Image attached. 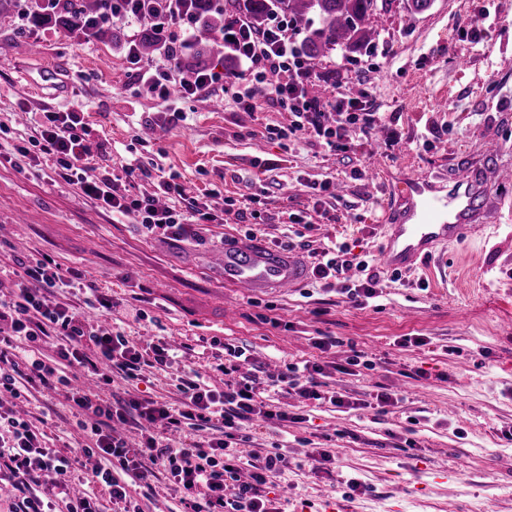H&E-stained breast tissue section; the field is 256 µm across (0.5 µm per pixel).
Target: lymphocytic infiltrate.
<instances>
[{"label":"lymphocytic infiltrate","instance_id":"obj_1","mask_svg":"<svg viewBox=\"0 0 512 512\" xmlns=\"http://www.w3.org/2000/svg\"><path fill=\"white\" fill-rule=\"evenodd\" d=\"M169 9L156 15L154 25L168 52H176L179 40L193 36L189 12L181 0H167ZM289 22L275 17L261 29L246 20H231L224 33L226 49L234 52L247 66L250 84L236 89L235 102L246 112L255 111L260 92L271 94L274 105L292 112L290 132L312 130L327 146H337L346 126H359L364 134L375 130L378 120L366 105L346 100L343 95L323 100L311 95L312 69L298 57L288 37ZM84 115L80 112H48L36 136L20 146L21 154H34L50 161V173L92 200L102 211L130 218L140 224L149 237L164 239L197 238V225L217 222V215L206 207L192 205L185 213L177 212L169 200L184 194L183 186L172 179L160 180L155 192L135 191V176L150 177L149 167L127 168L125 179L111 175L89 174ZM313 274L320 280L334 281L340 294L357 305L375 298V278L368 275L366 261H353L346 245L320 251ZM22 274L9 299H0V323L7 332L0 336V393L19 395L26 387L70 390L75 409L95 418L96 424L85 435L80 451L99 455L103 466L97 467L86 482L82 494H74L72 474L74 457L47 447L42 432L30 421L13 416L0 424L7 436H0V470L11 479L15 501L13 512H98L97 493L106 491L112 503L130 504L129 482L150 485L156 473H165L168 481L182 493L184 512H277L270 490L274 479L289 466L281 452L262 453L254 449L248 431L254 421L278 424L288 420L287 411L269 409L261 399L256 380L236 379L242 350L231 348L229 360L220 370L226 381L223 389H214L199 375H192L180 387V407L172 408L153 399H134L119 408L99 395L71 387L68 372L80 366L108 380L110 374L134 376L144 357H151L153 367L165 369L176 358L175 350L165 342L143 349L123 333H113L86 321L69 304L46 303L43 289L62 282L58 266L49 262L27 263L17 259ZM364 272L354 280L351 269ZM56 339L53 354H44L37 345L43 337ZM19 338L32 348L22 359L8 357L4 346ZM93 343L96 357H89L84 347ZM324 368L319 363L286 365L278 375L305 401L330 399L342 407L346 400L326 395L318 380ZM220 419V436L207 441L195 440L196 432L211 428ZM136 420L143 432L140 447H127L115 433L116 424ZM57 476L53 488H45L41 477Z\"/></svg>","mask_w":512,"mask_h":512}]
</instances>
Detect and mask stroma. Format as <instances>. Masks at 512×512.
<instances>
[{"label": "stroma", "mask_w": 512, "mask_h": 512, "mask_svg": "<svg viewBox=\"0 0 512 512\" xmlns=\"http://www.w3.org/2000/svg\"><path fill=\"white\" fill-rule=\"evenodd\" d=\"M28 7L27 0L0 7V124L9 128L0 136V198L8 201L0 209V268L28 257L56 263L65 275L79 271L84 285L115 303L108 315L90 311L91 319L182 352L166 370L115 378L106 398L178 403L192 368L223 386L214 367L228 344L245 348L244 376L316 362L326 390L348 404H305L269 389L275 404L303 417L257 436V447L285 445L292 461L279 512H319L327 495L350 512H512V440L504 436L512 431V185L492 188L502 199L497 222L438 245L405 271L380 261L404 181L447 180L452 162L478 155L489 138L512 165V0H434L421 14L407 0H388L370 17L376 37L367 48L312 61L328 93L369 98L381 125L398 135L378 148L351 128L336 149L310 134L270 138L292 116L268 95L256 111L240 110L226 88L240 82L243 65L226 57L217 37L207 59L222 71L223 87L188 99L186 120L165 129L173 106L136 71L191 81L172 55L160 51L134 66L128 49L140 27L108 21L89 38L37 23ZM473 24L484 42L472 49L462 35ZM31 35L39 52L22 46ZM71 110L84 115L94 172L121 178L134 160L153 162V178L136 179L138 191L153 192L156 176H176L223 223L201 224L200 245L147 238L75 186L51 180L45 165L15 155L14 144L44 113ZM149 124L156 134L140 144ZM326 181L341 193L318 192ZM253 223L267 245L290 238L303 259L328 241L347 244L375 274L376 299L357 306L311 278L285 294L248 296L226 286L213 257ZM320 336L335 337V347L314 348ZM407 336L424 343L404 344ZM357 353L370 367L350 365ZM381 391L397 402L372 404ZM19 408L44 419L48 447L74 448L78 417L66 387L22 403L0 397V409ZM314 448L331 449L328 471L307 466ZM353 478L362 491L350 492Z\"/></svg>", "instance_id": "35a3bbf8"}]
</instances>
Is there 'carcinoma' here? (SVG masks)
<instances>
[{"instance_id": "obj_1", "label": "carcinoma", "mask_w": 512, "mask_h": 512, "mask_svg": "<svg viewBox=\"0 0 512 512\" xmlns=\"http://www.w3.org/2000/svg\"><path fill=\"white\" fill-rule=\"evenodd\" d=\"M227 4L244 14L253 27L260 29L273 16L288 19L292 26L305 32L299 50L309 59H317L337 48L355 53L374 39L368 17L377 0H227ZM104 7L103 0H63L58 6L50 4L56 23L64 29L79 30L89 36L99 32L93 18ZM187 7L204 19L195 33V44H206L212 31L224 26V7L213 0H187ZM144 33L138 41V53L150 56L162 42L153 27L152 18L142 20ZM176 66L185 71H200L207 66L202 49L177 59Z\"/></svg>"}]
</instances>
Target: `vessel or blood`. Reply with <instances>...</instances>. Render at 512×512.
<instances>
[{"label": "vessel or blood", "mask_w": 512, "mask_h": 512, "mask_svg": "<svg viewBox=\"0 0 512 512\" xmlns=\"http://www.w3.org/2000/svg\"><path fill=\"white\" fill-rule=\"evenodd\" d=\"M500 146L488 140L480 161L457 164L446 184L411 181L405 188L416 196L404 212L382 250V262L391 270L410 267L418 257L431 253L443 241L466 236L478 223L496 212L498 199L489 186L506 182L494 161ZM224 269L226 285L249 293L268 288L286 290L302 284L307 269L299 259L253 240H240L215 257Z\"/></svg>", "instance_id": "obj_1"}]
</instances>
